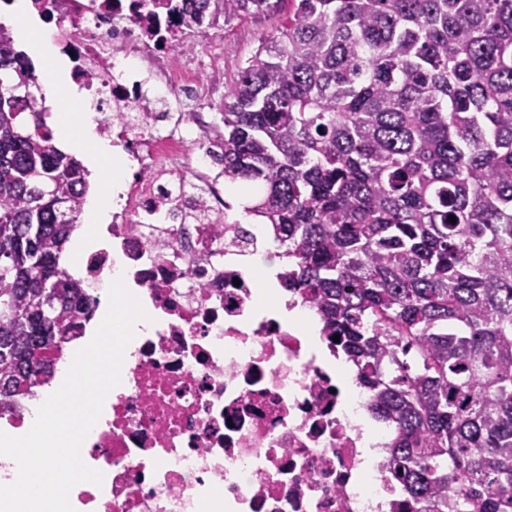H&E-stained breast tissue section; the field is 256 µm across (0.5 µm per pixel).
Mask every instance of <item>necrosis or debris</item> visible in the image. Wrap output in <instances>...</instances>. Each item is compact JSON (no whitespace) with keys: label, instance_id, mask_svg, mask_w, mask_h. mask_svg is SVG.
Here are the masks:
<instances>
[{"label":"necrosis or debris","instance_id":"1","mask_svg":"<svg viewBox=\"0 0 512 512\" xmlns=\"http://www.w3.org/2000/svg\"><path fill=\"white\" fill-rule=\"evenodd\" d=\"M64 25L59 52L93 89L97 130L132 172L111 212L109 247L87 254L98 279L123 280L156 329L125 350L105 397L75 512H402L377 441L349 405L371 398L326 335L310 339L260 307L244 258L280 262L269 225L240 223L209 176L223 127L205 68L184 64L180 17L153 0H31ZM174 100L176 112L156 101Z\"/></svg>","mask_w":512,"mask_h":512}]
</instances>
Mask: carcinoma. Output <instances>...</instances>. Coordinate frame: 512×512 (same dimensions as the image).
<instances>
[{"label":"carcinoma","mask_w":512,"mask_h":512,"mask_svg":"<svg viewBox=\"0 0 512 512\" xmlns=\"http://www.w3.org/2000/svg\"><path fill=\"white\" fill-rule=\"evenodd\" d=\"M197 28L270 0H167ZM224 87L221 172L259 183L284 282L394 424L412 512H512V0H289ZM35 80L0 27V73ZM0 79V414L93 300L61 263L87 190ZM49 192L39 191V184Z\"/></svg>","instance_id":"obj_1"}]
</instances>
